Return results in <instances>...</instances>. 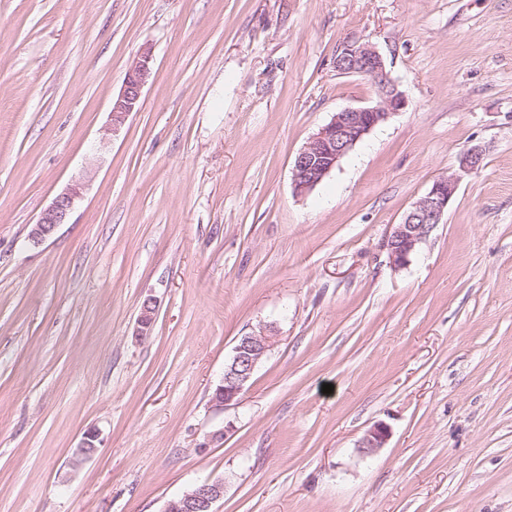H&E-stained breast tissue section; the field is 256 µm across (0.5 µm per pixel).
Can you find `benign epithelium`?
I'll return each mask as SVG.
<instances>
[{"label":"benign epithelium","mask_w":512,"mask_h":512,"mask_svg":"<svg viewBox=\"0 0 512 512\" xmlns=\"http://www.w3.org/2000/svg\"><path fill=\"white\" fill-rule=\"evenodd\" d=\"M150 61L151 49L141 48L126 73L120 93L112 102L110 131H119L129 115L138 111L143 88L151 76ZM334 67L342 74L368 79L376 88L379 101L374 106L349 107L336 113L298 152L293 165L294 190L298 195L312 191L365 136L406 106L404 95L388 76L383 56L372 44H344L334 58ZM483 159L481 148H469L460 156V173L435 180L429 191L413 203L401 222L392 225L385 248L393 269L405 267L433 229L442 223L448 204L458 190L460 174L480 168ZM83 188V182L77 180L52 200L29 231L31 244L43 243L53 236L59 225L68 223ZM155 314L156 300L149 296L140 307L136 336L143 337L149 333ZM276 338V329L271 324L238 338L234 354L224 364V372L214 387L211 396L214 407L223 409L238 402L257 367L273 348ZM389 435L390 429L386 424H375L360 440V451L366 455L375 453L384 447ZM98 444V431L87 430L74 451L71 465L75 467L94 454ZM223 497L224 481L204 479L168 501L162 512H214V503Z\"/></svg>","instance_id":"obj_1"}]
</instances>
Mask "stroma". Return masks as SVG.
Here are the masks:
<instances>
[{
    "label": "stroma",
    "mask_w": 512,
    "mask_h": 512,
    "mask_svg": "<svg viewBox=\"0 0 512 512\" xmlns=\"http://www.w3.org/2000/svg\"><path fill=\"white\" fill-rule=\"evenodd\" d=\"M355 41L407 106L296 195L313 134L378 100L332 65ZM145 46L140 108L100 147ZM474 145L392 269V225ZM203 478L216 512H512V0H0V512H162ZM83 188L84 184L81 180L74 181L52 200L40 213L29 231L28 240L31 244L43 243L53 236L60 224L68 223ZM276 329L272 324L252 330L238 338L231 360L214 387L212 405L218 409L235 405L248 388L252 377L276 342ZM389 435V427L382 422L377 423L362 437L358 448L363 454L372 455L379 448H384Z\"/></svg>",
    "instance_id": "1"
}]
</instances>
